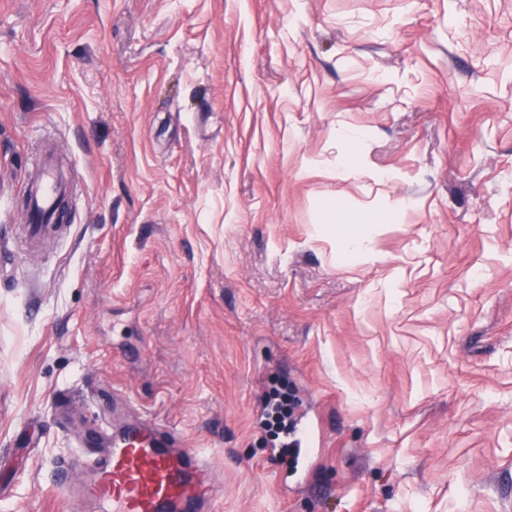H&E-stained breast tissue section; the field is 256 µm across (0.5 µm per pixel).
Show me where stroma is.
Masks as SVG:
<instances>
[{"label":"stroma","instance_id":"stroma-1","mask_svg":"<svg viewBox=\"0 0 512 512\" xmlns=\"http://www.w3.org/2000/svg\"><path fill=\"white\" fill-rule=\"evenodd\" d=\"M143 414L218 512H512V0H0V512H95L55 471ZM61 192H64V184L52 162L45 160L40 177L26 187V220L31 237L42 236L50 230L48 213ZM360 224L347 225L344 232L336 235V238L341 246L343 255H352L361 260L375 261L379 258L374 254H367L366 257L360 250L361 240L363 239Z\"/></svg>","mask_w":512,"mask_h":512}]
</instances>
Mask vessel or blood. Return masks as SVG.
Wrapping results in <instances>:
<instances>
[{
  "mask_svg": "<svg viewBox=\"0 0 512 512\" xmlns=\"http://www.w3.org/2000/svg\"><path fill=\"white\" fill-rule=\"evenodd\" d=\"M63 190L54 165L44 161L39 178L26 187L30 236L49 231L48 213ZM80 468L89 476L79 490L96 503L98 512H203L214 502L213 470L206 454L179 447L175 431L154 418L113 431L89 461H63L61 480Z\"/></svg>",
  "mask_w": 512,
  "mask_h": 512,
  "instance_id": "1",
  "label": "vessel or blood"
}]
</instances>
